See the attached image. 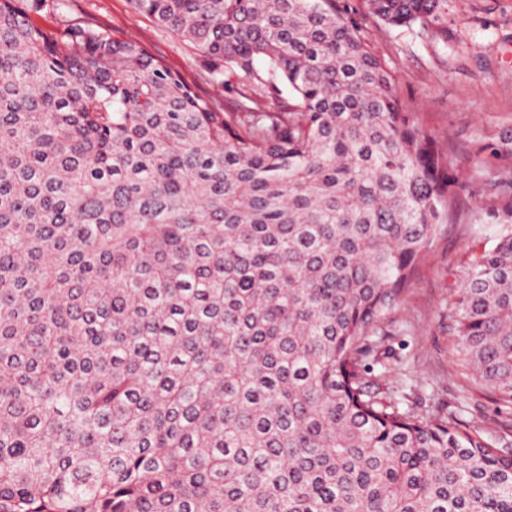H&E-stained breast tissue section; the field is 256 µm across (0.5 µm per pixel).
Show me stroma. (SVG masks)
Returning <instances> with one entry per match:
<instances>
[{
    "label": "stroma",
    "instance_id": "obj_1",
    "mask_svg": "<svg viewBox=\"0 0 512 512\" xmlns=\"http://www.w3.org/2000/svg\"><path fill=\"white\" fill-rule=\"evenodd\" d=\"M40 19L47 28H101L135 42L200 94L214 93L208 69L188 41L132 9L129 0H58ZM362 28L396 79L398 95L448 153L465 188L460 219L415 267L370 366L384 391H397L422 414L453 413L489 429L512 422L489 390L477 388L455 355L450 313L461 265L482 238L479 219L503 193V159L478 154L481 141L512 143V0H448L447 33L389 27L365 0H336Z\"/></svg>",
    "mask_w": 512,
    "mask_h": 512
}]
</instances>
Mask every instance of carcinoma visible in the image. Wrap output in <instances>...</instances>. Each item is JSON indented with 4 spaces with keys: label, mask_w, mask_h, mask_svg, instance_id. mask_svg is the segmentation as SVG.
Masks as SVG:
<instances>
[{
    "label": "carcinoma",
    "mask_w": 512,
    "mask_h": 512,
    "mask_svg": "<svg viewBox=\"0 0 512 512\" xmlns=\"http://www.w3.org/2000/svg\"><path fill=\"white\" fill-rule=\"evenodd\" d=\"M129 2L245 90L0 0V512H512V437L367 377L463 189L385 61L336 0ZM487 219L456 354L512 410V192Z\"/></svg>",
    "instance_id": "obj_1"
}]
</instances>
